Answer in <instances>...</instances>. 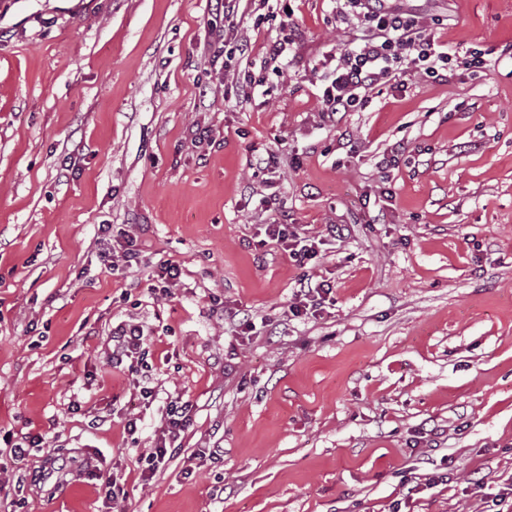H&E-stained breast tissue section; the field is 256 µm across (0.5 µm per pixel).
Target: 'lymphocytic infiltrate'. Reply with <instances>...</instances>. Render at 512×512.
<instances>
[{"label": "lymphocytic infiltrate", "instance_id": "obj_1", "mask_svg": "<svg viewBox=\"0 0 512 512\" xmlns=\"http://www.w3.org/2000/svg\"><path fill=\"white\" fill-rule=\"evenodd\" d=\"M352 16L367 30L356 46L342 50L320 96L324 115L362 111L366 92L400 76L420 75L443 79L446 71L469 70L483 65L476 50L454 53L442 51L423 17L390 8L385 0H349ZM265 205L271 217L265 228L267 237L289 254L299 266L317 259L324 236H303L285 222L277 194H269ZM189 402L170 401L154 448L146 461L148 472H155L167 455L175 453L176 442L191 423Z\"/></svg>", "mask_w": 512, "mask_h": 512}]
</instances>
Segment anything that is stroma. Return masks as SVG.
<instances>
[{
    "instance_id": "stroma-1",
    "label": "stroma",
    "mask_w": 512,
    "mask_h": 512,
    "mask_svg": "<svg viewBox=\"0 0 512 512\" xmlns=\"http://www.w3.org/2000/svg\"><path fill=\"white\" fill-rule=\"evenodd\" d=\"M289 5L298 40L267 63L285 28L259 0L220 40L224 0H0V430L44 438L20 462L0 446V512H485L475 481L512 484V0H409L482 67L389 81L333 120L329 60L363 29L345 0ZM242 35L252 52L226 56ZM278 137L289 223L338 228L303 268L263 240L255 159ZM103 224L141 265H101ZM162 259L182 268L166 296ZM306 274L330 302L285 320ZM131 316L144 356L112 366ZM177 396L191 424L141 481ZM50 452L70 479L30 483Z\"/></svg>"
}]
</instances>
